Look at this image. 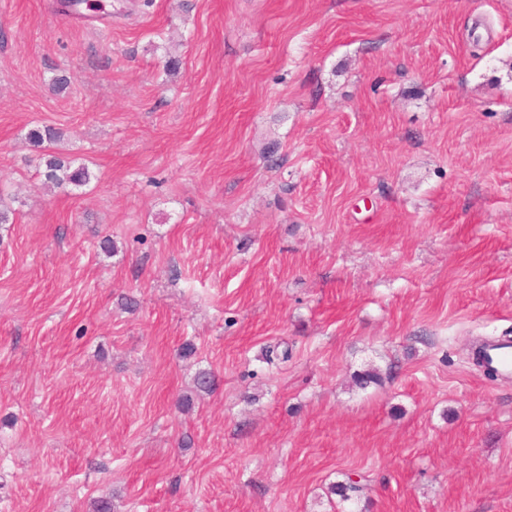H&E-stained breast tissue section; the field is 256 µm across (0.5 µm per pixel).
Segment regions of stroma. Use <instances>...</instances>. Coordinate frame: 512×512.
Here are the masks:
<instances>
[{"mask_svg": "<svg viewBox=\"0 0 512 512\" xmlns=\"http://www.w3.org/2000/svg\"><path fill=\"white\" fill-rule=\"evenodd\" d=\"M55 2L0 0V512H512V0ZM45 180L57 187L66 185L81 186L91 179L89 169L84 165L74 166L71 161L55 153H46L41 157ZM485 365L504 376L512 374V339L495 340L483 345Z\"/></svg>", "mask_w": 512, "mask_h": 512, "instance_id": "35a3bbf8", "label": "stroma"}]
</instances>
